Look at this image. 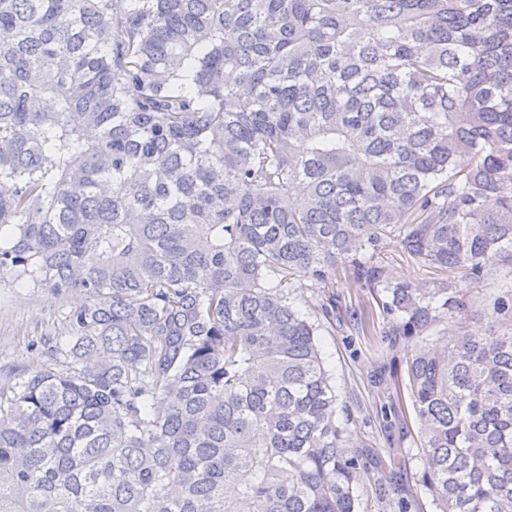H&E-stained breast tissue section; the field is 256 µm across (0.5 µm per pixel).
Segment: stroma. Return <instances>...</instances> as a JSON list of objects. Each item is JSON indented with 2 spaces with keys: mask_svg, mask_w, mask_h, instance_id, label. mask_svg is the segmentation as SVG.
Wrapping results in <instances>:
<instances>
[{
  "mask_svg": "<svg viewBox=\"0 0 512 512\" xmlns=\"http://www.w3.org/2000/svg\"><path fill=\"white\" fill-rule=\"evenodd\" d=\"M386 279L392 282L430 281V268L401 255L387 246L377 258ZM512 283V271L501 268L488 273L469 302L468 329L485 336L489 333L486 306ZM292 301L302 313L320 326L318 345L324 365L339 398L337 418L347 421L351 442L367 447L363 456L365 474L357 489L360 512H400L401 500H410L411 512H437L428 492L417 480L421 470L420 425L412 407L408 378L401 366L412 350L440 340L446 331L438 324L422 336H393L391 317L383 312L373 290L355 285L347 274H340L331 288L304 280L292 293ZM78 295L57 297L0 277V369L56 368L44 338L65 340L61 314L82 304ZM336 304L335 315H327L329 304ZM372 308L375 327L361 332L351 320L353 308ZM407 431H400V423ZM394 457L400 463L397 473L379 468L373 454Z\"/></svg>",
  "mask_w": 512,
  "mask_h": 512,
  "instance_id": "35a3bbf8",
  "label": "stroma"
}]
</instances>
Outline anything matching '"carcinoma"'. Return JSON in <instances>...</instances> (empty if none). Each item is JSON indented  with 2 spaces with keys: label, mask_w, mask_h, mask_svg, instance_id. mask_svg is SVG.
I'll return each mask as SVG.
<instances>
[{
  "label": "carcinoma",
  "mask_w": 512,
  "mask_h": 512,
  "mask_svg": "<svg viewBox=\"0 0 512 512\" xmlns=\"http://www.w3.org/2000/svg\"><path fill=\"white\" fill-rule=\"evenodd\" d=\"M441 273L389 283L390 230ZM381 289L439 512H512V0H0V277L88 302L0 383V512H358L300 278ZM359 330L373 311L352 310ZM511 281V274L508 268H501L492 271L485 276L480 283V288L474 290V296L469 302L468 330L480 336H488L489 323L487 318L486 304L498 294H501L503 287Z\"/></svg>",
  "instance_id": "obj_1"
}]
</instances>
